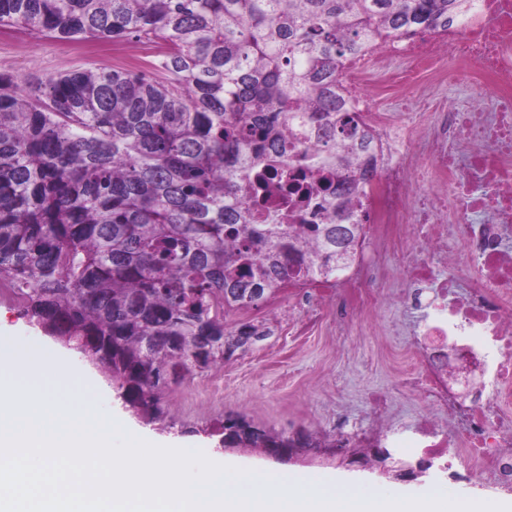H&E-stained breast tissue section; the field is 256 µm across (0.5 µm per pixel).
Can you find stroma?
<instances>
[{
	"label": "stroma",
	"instance_id": "35a3bbf8",
	"mask_svg": "<svg viewBox=\"0 0 512 512\" xmlns=\"http://www.w3.org/2000/svg\"><path fill=\"white\" fill-rule=\"evenodd\" d=\"M110 48V43L98 42L80 52L68 43L17 32L12 39L0 41V74L11 75L24 87L38 78L92 65L136 67L145 56L135 43H123L119 56ZM246 320L269 328L270 336L249 350L237 351L223 367L171 386L164 394L163 419L151 421L126 409L128 421L162 438H180L272 468L330 472L345 481L413 494L436 487L452 497L512 500V485L493 479L461 480L444 458L434 460L427 474L407 483L382 476L379 467L349 463V455L356 451L357 432L371 425V396L376 391L389 402L395 429L388 444L394 458L414 463L423 457L411 445L423 411L402 384V373L411 369L403 354L413 337L400 308L383 306L354 323L343 336L327 324L300 335L288 323V293L283 290L259 308L233 311L225 317L229 325ZM231 414L244 415L265 431L318 435V445L285 460L250 448H224L220 426ZM340 416L348 422V435L337 450L333 444Z\"/></svg>",
	"mask_w": 512,
	"mask_h": 512
}]
</instances>
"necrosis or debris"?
<instances>
[{
    "instance_id": "4bbe7bcc",
    "label": "necrosis or debris",
    "mask_w": 512,
    "mask_h": 512,
    "mask_svg": "<svg viewBox=\"0 0 512 512\" xmlns=\"http://www.w3.org/2000/svg\"><path fill=\"white\" fill-rule=\"evenodd\" d=\"M393 58L402 68H388ZM425 76L469 85L470 106L374 111L368 81L413 91ZM340 80L371 133L376 175L346 203L344 223L363 227L346 268L289 283L296 330L332 322L344 332L386 302L379 285L398 272L394 301L414 320L405 386L425 409L415 447L477 458L482 474L503 479L512 467V0H474L443 33L379 41ZM327 199L272 185L244 203L259 224H319Z\"/></svg>"
}]
</instances>
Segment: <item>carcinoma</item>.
I'll use <instances>...</instances> for the list:
<instances>
[{
    "mask_svg": "<svg viewBox=\"0 0 512 512\" xmlns=\"http://www.w3.org/2000/svg\"><path fill=\"white\" fill-rule=\"evenodd\" d=\"M471 0H0V30L61 42L155 44L138 68L90 67L31 82L0 75V296L75 346L126 404L165 414L171 385L269 336L224 312L328 274L360 224H255L251 164L288 160L321 123L319 163L348 191L367 146L339 75L372 44L446 32ZM319 242L307 248V238ZM223 442L290 436L241 415Z\"/></svg>",
    "mask_w": 512,
    "mask_h": 512,
    "instance_id": "cac0c4a2",
    "label": "carcinoma"
}]
</instances>
